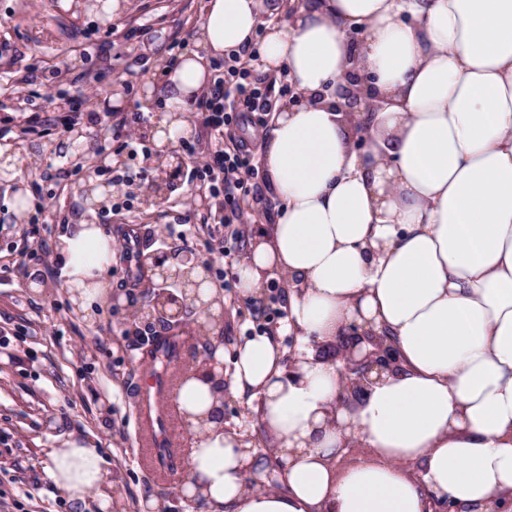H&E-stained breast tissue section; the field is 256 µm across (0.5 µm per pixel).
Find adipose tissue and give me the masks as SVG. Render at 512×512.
<instances>
[{"mask_svg":"<svg viewBox=\"0 0 512 512\" xmlns=\"http://www.w3.org/2000/svg\"><path fill=\"white\" fill-rule=\"evenodd\" d=\"M259 15L260 0H206L198 50L159 92V147L185 134L206 57L251 43ZM260 65L286 71L304 99L283 104L264 143L279 217L237 282L249 295L269 275L290 281L289 326L312 345L290 369L270 337L251 338L231 383L259 397L288 490L246 492L264 464L210 420L214 380L190 375L176 398L193 432L184 495L213 512H498L512 502V0H299L268 27ZM349 72L381 104L359 151L331 94ZM59 250L91 305L108 237L76 224ZM351 324L389 334L398 363L345 407L342 364L325 349ZM352 443L370 459L336 472ZM49 459L63 498L110 512L98 448Z\"/></svg>","mask_w":512,"mask_h":512,"instance_id":"obj_1","label":"adipose tissue"}]
</instances>
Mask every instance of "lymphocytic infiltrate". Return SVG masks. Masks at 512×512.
I'll return each mask as SVG.
<instances>
[{"label":"lymphocytic infiltrate","instance_id":"1","mask_svg":"<svg viewBox=\"0 0 512 512\" xmlns=\"http://www.w3.org/2000/svg\"><path fill=\"white\" fill-rule=\"evenodd\" d=\"M257 59L256 49L234 53L224 62V70L196 101L203 129L210 136L205 148L185 142L198 161L185 174L196 184L199 200L214 199L222 224L242 213L241 200L249 193V181L258 172L256 157L248 142L236 132L241 123L265 124L272 109L274 82L248 80L249 67ZM144 121L140 112H129L106 125L96 140L97 152L111 154L113 147L137 154L141 139L137 128Z\"/></svg>","mask_w":512,"mask_h":512}]
</instances>
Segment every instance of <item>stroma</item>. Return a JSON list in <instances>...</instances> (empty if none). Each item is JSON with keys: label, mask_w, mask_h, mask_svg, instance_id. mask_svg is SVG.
I'll list each match as a JSON object with an SVG mask.
<instances>
[{"label": "stroma", "mask_w": 512, "mask_h": 512, "mask_svg": "<svg viewBox=\"0 0 512 512\" xmlns=\"http://www.w3.org/2000/svg\"><path fill=\"white\" fill-rule=\"evenodd\" d=\"M204 0H129L126 10L104 27L97 12L75 0H0V128L13 137L0 140V153L16 164L14 177L0 180V266H14L0 283V512H96L65 503L49 477L50 449L70 444L100 448L112 485L111 512H143L155 500L157 512H194L181 492L187 478L185 460L192 434L177 413H170L169 430L179 461L161 477L141 453L135 395L145 377L143 352L157 337L167 335L162 322L142 317L131 303L143 285L135 279V253L165 250L178 262H209L214 299L220 305L218 336L198 334L194 323L181 333L178 370L197 368L205 349L221 343L225 362L245 340L273 338L291 361L304 348L302 337L288 329L287 282L264 281L255 295H241L237 267L258 226L275 222L279 203L265 177H258L243 207L249 219L240 239L213 242L201 222L206 208L190 212L194 187L175 181L155 193L163 177L156 155L121 154L118 169L151 171L149 181L112 187L106 212L85 208L79 187L99 163L96 142L82 136L78 147L61 152L67 116L57 100L59 86L100 78L102 88L88 102L98 123L113 113L136 110L146 121L139 131L153 147L154 106L143 89H159L169 55L195 49L194 31L202 18ZM133 40H125L128 31ZM97 46L82 51L84 38ZM70 69L57 74L60 57ZM43 126L31 128L32 113ZM66 155V171L40 174L35 163ZM87 221L102 227L111 239L112 263L107 288L93 315L71 300L66 277L50 278L39 255L23 251L33 235L58 246L71 224ZM129 241L132 257L119 250ZM256 402L232 393L224 395V428L236 432L248 451L265 458L278 454L262 428Z\"/></svg>", "instance_id": "35a3bbf8"}]
</instances>
